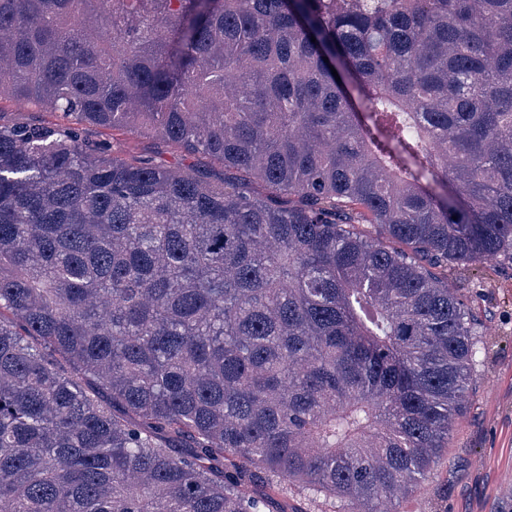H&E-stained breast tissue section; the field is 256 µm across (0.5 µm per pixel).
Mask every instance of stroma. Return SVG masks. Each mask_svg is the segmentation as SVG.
Segmentation results:
<instances>
[{
    "instance_id": "35a3bbf8",
    "label": "stroma",
    "mask_w": 512,
    "mask_h": 512,
    "mask_svg": "<svg viewBox=\"0 0 512 512\" xmlns=\"http://www.w3.org/2000/svg\"><path fill=\"white\" fill-rule=\"evenodd\" d=\"M86 140H107L115 154L165 168L207 172L223 183L224 167L150 133L88 126ZM448 284L473 308L483 344L476 356L472 401L428 479L398 512H512V260L448 268Z\"/></svg>"
}]
</instances>
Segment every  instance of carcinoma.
<instances>
[{"mask_svg": "<svg viewBox=\"0 0 512 512\" xmlns=\"http://www.w3.org/2000/svg\"><path fill=\"white\" fill-rule=\"evenodd\" d=\"M5 96L66 122L0 124V512L428 477L477 354L440 272L512 259V0H0ZM84 138L90 142L107 140L112 150L121 158L150 160L164 168H175L185 172H207L216 184L224 182V167L204 154H193L174 145L166 144L151 133H131L126 131L84 126Z\"/></svg>", "mask_w": 512, "mask_h": 512, "instance_id": "carcinoma-1", "label": "carcinoma"}]
</instances>
